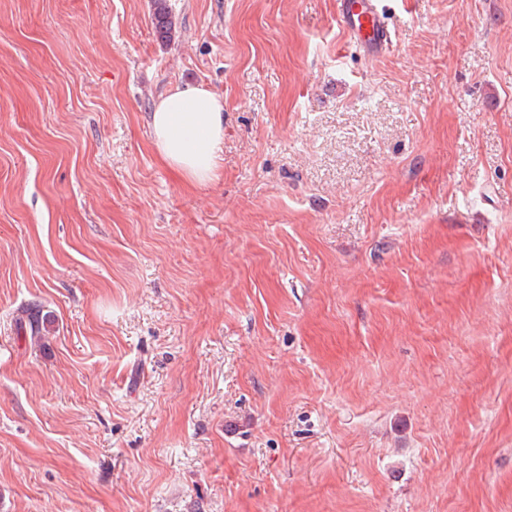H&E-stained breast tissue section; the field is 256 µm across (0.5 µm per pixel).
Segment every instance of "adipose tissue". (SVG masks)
<instances>
[{"label":"adipose tissue","instance_id":"ef3b65f1","mask_svg":"<svg viewBox=\"0 0 512 512\" xmlns=\"http://www.w3.org/2000/svg\"><path fill=\"white\" fill-rule=\"evenodd\" d=\"M153 144L164 164L193 187L218 180L224 141V102L208 89L177 85L150 114Z\"/></svg>","mask_w":512,"mask_h":512}]
</instances>
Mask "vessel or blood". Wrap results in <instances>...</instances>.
Here are the masks:
<instances>
[{"label": "vessel or blood", "mask_w": 512, "mask_h": 512, "mask_svg": "<svg viewBox=\"0 0 512 512\" xmlns=\"http://www.w3.org/2000/svg\"><path fill=\"white\" fill-rule=\"evenodd\" d=\"M337 17L359 50L369 56L385 53L392 45L380 0H336Z\"/></svg>", "instance_id": "vessel-or-blood-1"}]
</instances>
